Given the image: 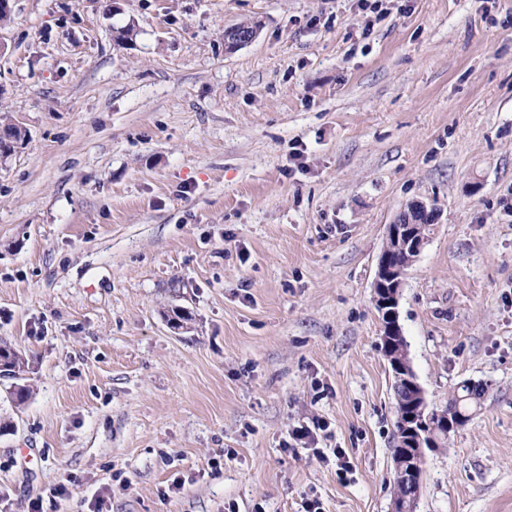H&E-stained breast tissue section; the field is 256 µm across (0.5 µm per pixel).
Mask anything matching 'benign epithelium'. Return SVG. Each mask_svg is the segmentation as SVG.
I'll list each match as a JSON object with an SVG mask.
<instances>
[{"instance_id":"7a95c632","label":"benign epithelium","mask_w":512,"mask_h":512,"mask_svg":"<svg viewBox=\"0 0 512 512\" xmlns=\"http://www.w3.org/2000/svg\"><path fill=\"white\" fill-rule=\"evenodd\" d=\"M437 218V211L432 206L414 201L401 210L386 228L373 284V298L376 306L391 307L387 314V319L392 321L387 327L391 336L401 335L396 308L409 269V265L401 262V254L408 251L419 255L430 240V229L437 223ZM392 367L397 382L415 391V397L404 424L407 447L393 460L401 491L394 495L391 509L392 512H415L426 449L434 447L429 430L439 425L446 427L448 421L431 422L432 411L409 359L394 361Z\"/></svg>"}]
</instances>
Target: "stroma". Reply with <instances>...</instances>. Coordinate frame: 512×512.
<instances>
[{"label": "stroma", "instance_id": "1", "mask_svg": "<svg viewBox=\"0 0 512 512\" xmlns=\"http://www.w3.org/2000/svg\"><path fill=\"white\" fill-rule=\"evenodd\" d=\"M11 6L0 512H390L372 283L415 200L411 365L429 405L482 389L416 512H512V0Z\"/></svg>", "mask_w": 512, "mask_h": 512}]
</instances>
